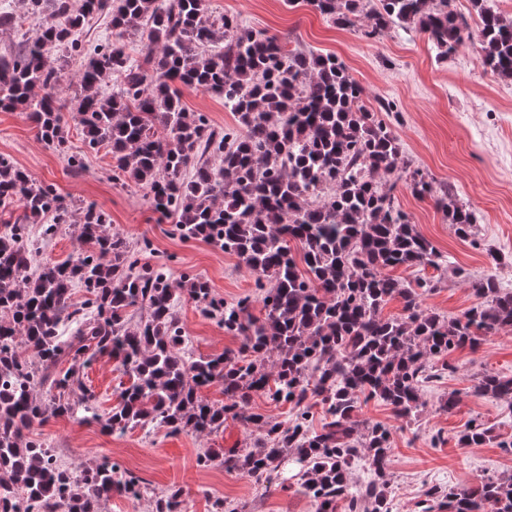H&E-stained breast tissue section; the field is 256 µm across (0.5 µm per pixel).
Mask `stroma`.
<instances>
[{"label":"stroma","mask_w":512,"mask_h":512,"mask_svg":"<svg viewBox=\"0 0 512 512\" xmlns=\"http://www.w3.org/2000/svg\"><path fill=\"white\" fill-rule=\"evenodd\" d=\"M215 14L237 16L244 26L278 36L289 47L332 54L364 88L368 101H388V117L403 155L435 181L454 186L477 218L474 236H457L432 200L418 199L405 185L395 195L412 224L451 260L443 284L425 294L423 306L445 317H457L475 304L473 281L494 277L512 289V83L495 78L477 60V45L469 43L449 57L439 56L427 35L394 27L380 39L366 38L361 29L337 25L305 0H211ZM83 158V168L71 171L66 154ZM0 155L10 156L36 180L54 184L71 207L65 224L50 241L41 243L38 261H62L74 253L83 207L95 203L109 214L112 230L132 242L146 243L141 263L168 269L173 282L184 273L209 280L216 295L231 302L256 295L255 276L237 257L201 240L173 234L170 223L158 221L145 189L112 177V159L85 143L77 119H70L65 152L48 146L26 113L0 109ZM499 262H492V255ZM175 313L189 338L191 357H208L235 349L238 337L203 316L186 294H178ZM453 370L422 388L424 406L418 420L397 419L382 403L362 404L358 417L389 428L392 439L389 490L393 512H415L429 486L460 490L489 475L512 476V401L476 396L472 380L496 373L512 378V329L480 340L477 349H459L448 357ZM124 375L114 362L101 360L84 371L83 381L97 397L100 412L117 401ZM453 409H444L448 397ZM494 429L495 439L465 447L458 437L471 420ZM32 432L74 465L119 464L149 486L132 498L115 496L105 512H155L154 493L176 485L183 490L184 512H214L223 499L245 504V512H317L316 501L300 485L299 467L287 464L279 483H264L218 464L203 468L197 455L206 448L223 451L252 443L254 434L238 422H227L212 434H166L165 430L134 428L124 434L105 432L94 423L52 417Z\"/></svg>","instance_id":"obj_1"}]
</instances>
